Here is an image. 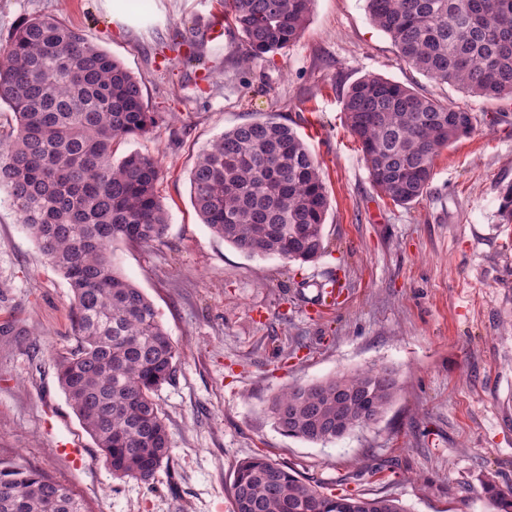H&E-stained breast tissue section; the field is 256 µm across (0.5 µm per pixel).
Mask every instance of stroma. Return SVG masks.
Here are the masks:
<instances>
[{"label": "stroma", "instance_id": "stroma-1", "mask_svg": "<svg viewBox=\"0 0 512 512\" xmlns=\"http://www.w3.org/2000/svg\"><path fill=\"white\" fill-rule=\"evenodd\" d=\"M216 0H0V45L28 18L55 16L140 81L157 122L119 142L158 155L169 222L161 242L115 243L118 270L159 311L179 351L155 398L171 454L153 483L113 477L62 391L57 353L73 344L71 291L0 191V459L62 482L88 512H234L237 465L262 454L312 482L397 497L407 512H494L481 475L512 488V97H472L398 57L365 0H314L302 37L246 65L240 35L186 62L166 44L202 39ZM375 74L474 112L473 132L441 150L408 205L373 186L343 114ZM275 117L317 158L329 194L326 253L312 263L241 253L212 234L189 173L224 130ZM339 280L323 310L320 284ZM393 369L381 419L331 443L282 434L268 406L295 383ZM67 437L83 469L52 448Z\"/></svg>", "mask_w": 512, "mask_h": 512}]
</instances>
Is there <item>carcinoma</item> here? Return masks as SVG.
I'll return each instance as SVG.
<instances>
[{
	"label": "carcinoma",
	"instance_id": "1",
	"mask_svg": "<svg viewBox=\"0 0 512 512\" xmlns=\"http://www.w3.org/2000/svg\"><path fill=\"white\" fill-rule=\"evenodd\" d=\"M312 0H224V22L255 60L286 49L304 31ZM372 22L403 62L477 97L512 95V0H366ZM170 49L192 61L195 43ZM15 117L0 136V189L72 293L74 345L57 354L59 384L118 479H155L171 438L155 392L179 358L153 303L124 278L112 243L159 242L168 224L158 157L114 143L147 134L140 82L120 62L51 16L25 20L0 48V105ZM345 122L373 186L399 205L427 191L439 151L469 135L476 117L379 75L353 82ZM191 202L211 232L238 251L307 263L326 252L329 196L303 139L273 118L227 129L197 157ZM389 368L296 383L269 413L285 435L315 444L377 422L396 398ZM482 493L512 512V489L484 475ZM234 512H407L390 495L328 493L264 455L242 461ZM0 512H85L64 484L0 460Z\"/></svg>",
	"mask_w": 512,
	"mask_h": 512
}]
</instances>
